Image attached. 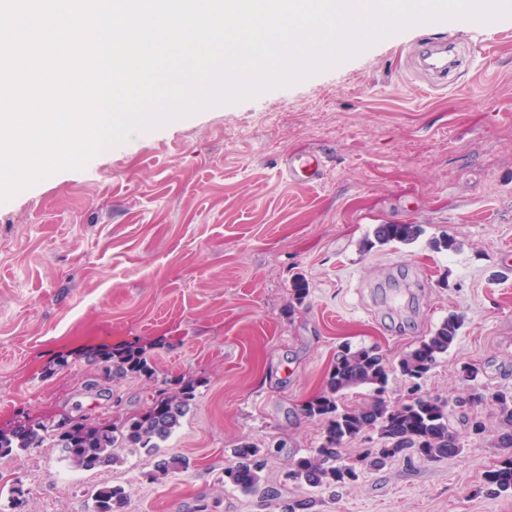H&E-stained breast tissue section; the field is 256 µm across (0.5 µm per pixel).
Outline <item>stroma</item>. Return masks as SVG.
I'll use <instances>...</instances> for the list:
<instances>
[{
  "label": "stroma",
  "instance_id": "stroma-1",
  "mask_svg": "<svg viewBox=\"0 0 512 512\" xmlns=\"http://www.w3.org/2000/svg\"><path fill=\"white\" fill-rule=\"evenodd\" d=\"M437 39L456 43L460 65L432 91L415 59ZM313 152L322 183L289 181V155ZM381 224L423 233L365 250ZM445 235L455 249H432ZM451 314L461 328L420 392L448 401L463 453L400 456L343 487L281 485L322 441L301 406L342 346H376L394 365ZM130 346L145 349L153 375L102 382L92 351ZM177 380L194 382L195 400L160 448L118 449L102 470L73 469L47 445L2 458L0 512H90L105 484L124 488V512H197L203 501L211 512H282L301 496L314 512H512V492L485 485L502 458L495 407H479L478 437L455 405L474 388H512V18L404 29L0 203V428L116 422ZM245 441L268 450L277 498L224 484ZM162 455L189 465L150 480Z\"/></svg>",
  "mask_w": 512,
  "mask_h": 512
}]
</instances>
